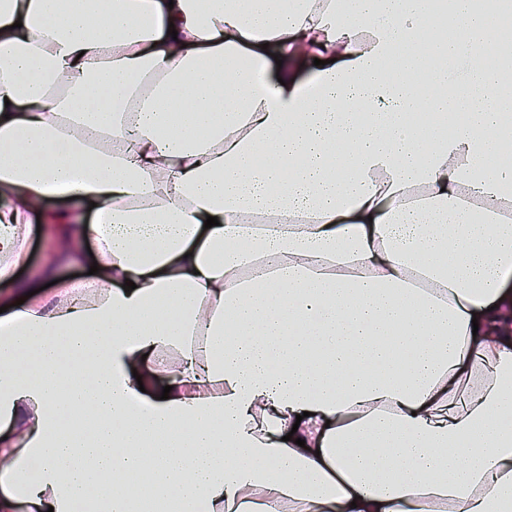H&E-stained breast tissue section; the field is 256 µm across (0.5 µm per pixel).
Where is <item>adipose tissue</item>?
I'll return each mask as SVG.
<instances>
[{"label":"adipose tissue","mask_w":512,"mask_h":512,"mask_svg":"<svg viewBox=\"0 0 512 512\" xmlns=\"http://www.w3.org/2000/svg\"><path fill=\"white\" fill-rule=\"evenodd\" d=\"M451 2L0 0V280L35 214L99 267L0 295V512H512V56Z\"/></svg>","instance_id":"adipose-tissue-1"}]
</instances>
